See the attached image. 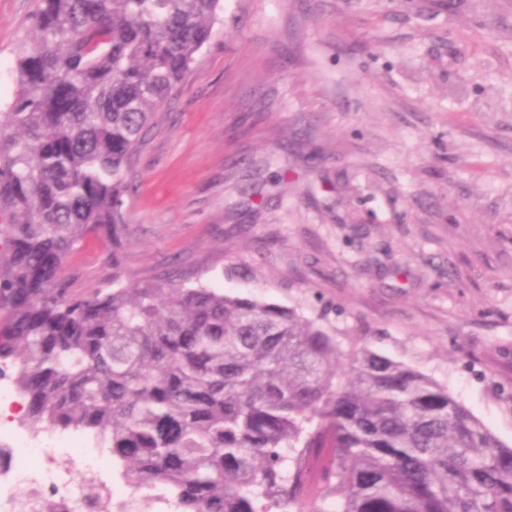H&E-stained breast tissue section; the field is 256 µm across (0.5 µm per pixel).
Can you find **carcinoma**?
I'll list each match as a JSON object with an SVG mask.
<instances>
[{
    "label": "carcinoma",
    "mask_w": 512,
    "mask_h": 512,
    "mask_svg": "<svg viewBox=\"0 0 512 512\" xmlns=\"http://www.w3.org/2000/svg\"><path fill=\"white\" fill-rule=\"evenodd\" d=\"M222 0H36L0 111V363L27 421L98 440L180 512H512V446L448 389L295 310L169 279L77 294L122 252L127 170ZM112 238L90 237L67 258L64 275L77 291L112 287Z\"/></svg>",
    "instance_id": "obj_1"
}]
</instances>
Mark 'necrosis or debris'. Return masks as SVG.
<instances>
[{
	"instance_id": "1",
	"label": "necrosis or debris",
	"mask_w": 512,
	"mask_h": 512,
	"mask_svg": "<svg viewBox=\"0 0 512 512\" xmlns=\"http://www.w3.org/2000/svg\"><path fill=\"white\" fill-rule=\"evenodd\" d=\"M93 473L108 512H129L105 453L43 428L0 429V512H89L79 472Z\"/></svg>"
}]
</instances>
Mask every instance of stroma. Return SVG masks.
<instances>
[{"instance_id": "35a3bbf8", "label": "stroma", "mask_w": 512, "mask_h": 512, "mask_svg": "<svg viewBox=\"0 0 512 512\" xmlns=\"http://www.w3.org/2000/svg\"><path fill=\"white\" fill-rule=\"evenodd\" d=\"M34 0H0V109ZM120 273L296 309L512 445V0H223L127 173ZM112 240L67 258L112 285Z\"/></svg>"}]
</instances>
